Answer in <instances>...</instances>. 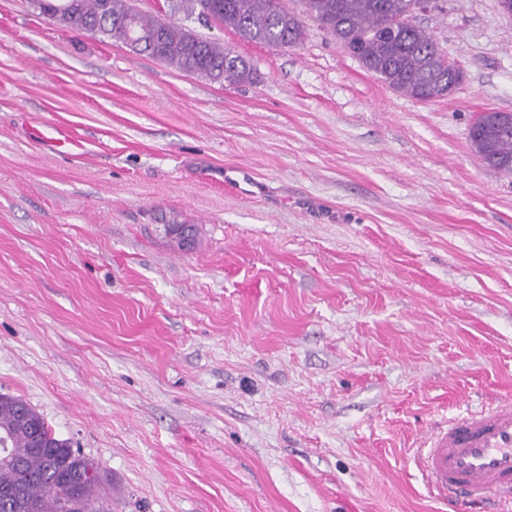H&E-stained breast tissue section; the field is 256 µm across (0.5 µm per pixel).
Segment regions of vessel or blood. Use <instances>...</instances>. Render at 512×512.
<instances>
[{"label":"vessel or blood","instance_id":"vessel-or-blood-1","mask_svg":"<svg viewBox=\"0 0 512 512\" xmlns=\"http://www.w3.org/2000/svg\"><path fill=\"white\" fill-rule=\"evenodd\" d=\"M418 459L442 499L469 512H503L512 504V402L450 420Z\"/></svg>","mask_w":512,"mask_h":512}]
</instances>
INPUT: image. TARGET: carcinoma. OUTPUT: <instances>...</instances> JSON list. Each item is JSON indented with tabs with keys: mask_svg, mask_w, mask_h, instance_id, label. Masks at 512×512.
<instances>
[{
	"mask_svg": "<svg viewBox=\"0 0 512 512\" xmlns=\"http://www.w3.org/2000/svg\"><path fill=\"white\" fill-rule=\"evenodd\" d=\"M412 0H302L303 13L333 37L357 43V59L392 90L411 98H441L448 87L447 59L418 25L399 23ZM38 14L74 32L115 39L186 73L238 85L254 81L253 65L185 25L141 13L134 0H30ZM187 16L213 18L243 39L290 48L303 36L301 14L282 0H189ZM473 149L486 166L512 174V112H483L470 129ZM25 418L27 424L20 423ZM14 468L0 467V512L22 490L20 512H93L103 478L77 476L95 463L55 436L24 400L0 395V439Z\"/></svg>",
	"mask_w": 512,
	"mask_h": 512,
	"instance_id": "obj_1",
	"label": "carcinoma"
}]
</instances>
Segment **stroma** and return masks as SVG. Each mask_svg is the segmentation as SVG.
I'll list each match as a JSON object with an SVG mask.
<instances>
[{"label":"stroma","instance_id":"35a3bbf8","mask_svg":"<svg viewBox=\"0 0 512 512\" xmlns=\"http://www.w3.org/2000/svg\"><path fill=\"white\" fill-rule=\"evenodd\" d=\"M135 4L257 78L0 0V394L98 466L103 512H453L414 451L512 398V174L469 138L512 112V16L418 15L464 73L420 102L313 19L280 49Z\"/></svg>","mask_w":512,"mask_h":512}]
</instances>
